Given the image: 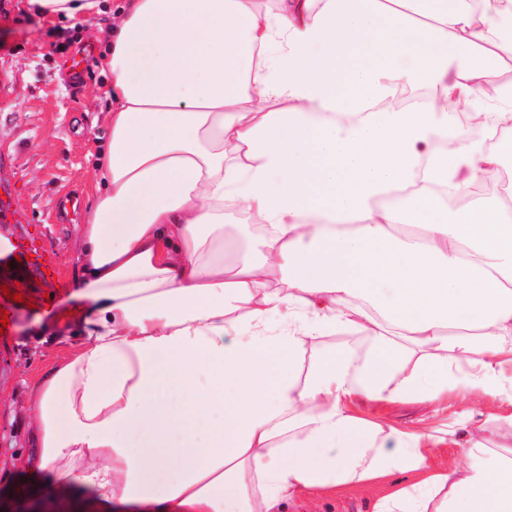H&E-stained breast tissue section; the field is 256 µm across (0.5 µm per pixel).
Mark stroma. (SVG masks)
<instances>
[{"label":"stroma","mask_w":512,"mask_h":512,"mask_svg":"<svg viewBox=\"0 0 512 512\" xmlns=\"http://www.w3.org/2000/svg\"><path fill=\"white\" fill-rule=\"evenodd\" d=\"M104 12L83 24L49 22L25 0H0V221L6 237L22 235L29 245L53 251L57 285L32 291L29 279L19 290L30 307L17 311L12 336L0 344V512H32L41 499L28 491L33 447L30 405L35 383L66 352L62 330L68 322L58 309L72 307L67 290L76 262V227L88 216L93 163L108 136L102 114L112 77L98 66L111 28ZM83 61L81 84L71 80L70 62ZM364 418L402 430L449 426L439 459L458 458L468 419L512 415V405L481 395L466 398L449 389L438 413L415 401L361 402ZM374 490H342L320 502L284 505L282 512H374Z\"/></svg>","instance_id":"stroma-1"}]
</instances>
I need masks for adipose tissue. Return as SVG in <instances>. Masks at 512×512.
Instances as JSON below:
<instances>
[{
  "label": "adipose tissue",
  "instance_id": "adipose-tissue-1",
  "mask_svg": "<svg viewBox=\"0 0 512 512\" xmlns=\"http://www.w3.org/2000/svg\"><path fill=\"white\" fill-rule=\"evenodd\" d=\"M80 22L106 0H28ZM100 60L109 137L80 227L78 335L32 393V486L82 512H512V456L351 397L512 404V195L450 210L512 132V0H128ZM422 84L432 101L395 107ZM263 228L238 247L225 213ZM371 354L329 349L339 331ZM376 498L372 489L342 490L318 503L297 501L285 504L282 512H374Z\"/></svg>",
  "mask_w": 512,
  "mask_h": 512
}]
</instances>
